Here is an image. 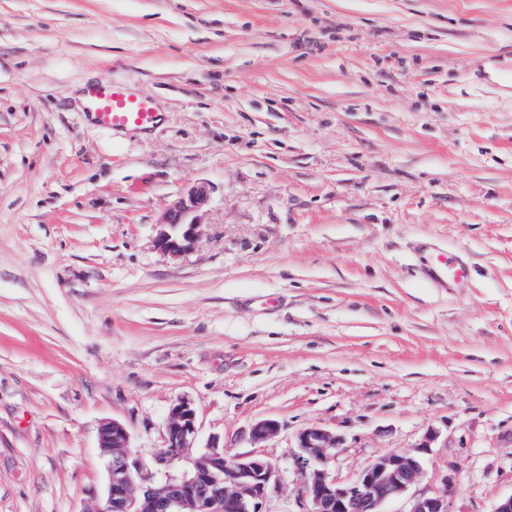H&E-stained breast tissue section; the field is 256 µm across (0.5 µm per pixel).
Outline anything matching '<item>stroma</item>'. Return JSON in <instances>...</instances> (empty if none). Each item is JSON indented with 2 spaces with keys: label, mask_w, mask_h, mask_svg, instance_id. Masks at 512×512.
<instances>
[{
  "label": "stroma",
  "mask_w": 512,
  "mask_h": 512,
  "mask_svg": "<svg viewBox=\"0 0 512 512\" xmlns=\"http://www.w3.org/2000/svg\"><path fill=\"white\" fill-rule=\"evenodd\" d=\"M512 0H0V512L101 499L100 423L144 462L187 401L197 447L259 454L307 512L298 433L346 481L386 454L512 496ZM135 82L150 132L75 89ZM207 183L173 260L158 222ZM469 265L427 278L423 252ZM279 421L255 445L251 425Z\"/></svg>",
  "instance_id": "stroma-1"
}]
</instances>
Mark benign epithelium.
Segmentation results:
<instances>
[{
    "instance_id": "1",
    "label": "benign epithelium",
    "mask_w": 512,
    "mask_h": 512,
    "mask_svg": "<svg viewBox=\"0 0 512 512\" xmlns=\"http://www.w3.org/2000/svg\"><path fill=\"white\" fill-rule=\"evenodd\" d=\"M209 200L206 186H188L163 213L156 238L157 248L176 259L191 251L202 234V212ZM280 424L272 418L256 421L250 429L252 442L275 437ZM198 428L196 416L184 401L174 404L165 424L166 447L157 451L155 479L131 450V435L117 420H106L98 428V448L105 460L107 485L104 497L89 512H260L259 505L277 480V468L260 455H248L228 463L224 448L213 443L193 457ZM342 439L320 426L297 435L294 462L305 475L302 496L306 512H381L388 500L403 496L422 477L418 458L389 454L366 467L352 481H342L328 472V462L341 448ZM453 492L416 499L411 512H448Z\"/></svg>"
}]
</instances>
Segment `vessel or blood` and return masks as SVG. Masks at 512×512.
Returning a JSON list of instances; mask_svg holds the SVG:
<instances>
[{
  "mask_svg": "<svg viewBox=\"0 0 512 512\" xmlns=\"http://www.w3.org/2000/svg\"><path fill=\"white\" fill-rule=\"evenodd\" d=\"M84 94L87 112L98 127L149 130L161 120L153 100L133 84L117 83L106 77L88 85ZM425 267L430 277L451 285H463L470 277L468 267L449 253L428 254Z\"/></svg>",
  "mask_w": 512,
  "mask_h": 512,
  "instance_id": "obj_1",
  "label": "vessel or blood"
}]
</instances>
